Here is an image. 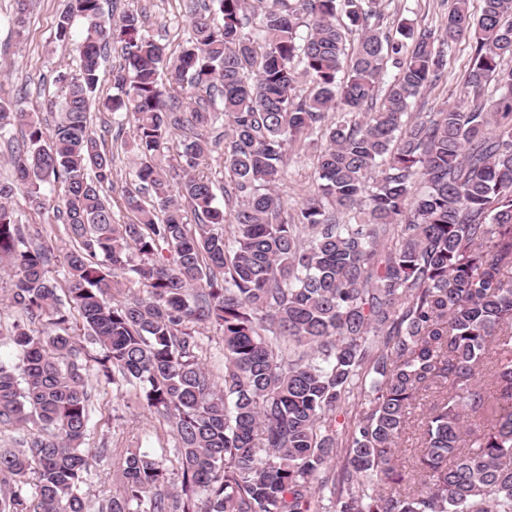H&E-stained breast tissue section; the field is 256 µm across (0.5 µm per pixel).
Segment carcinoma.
I'll return each mask as SVG.
<instances>
[{"mask_svg":"<svg viewBox=\"0 0 512 512\" xmlns=\"http://www.w3.org/2000/svg\"><path fill=\"white\" fill-rule=\"evenodd\" d=\"M481 3L477 15L451 0L441 26L401 23L396 39L379 0H188L192 34L171 57L140 15L69 0L56 40H71L76 15L87 27L51 132L0 100V138L21 131L0 181V266L26 316L11 332L19 368L0 362V423L38 427L0 448V512H91L82 484L107 449L83 447L76 314L103 375L165 415L179 449L178 487L162 460L127 450L98 512H512V0ZM466 34L475 103L412 111ZM115 42L124 64L104 108L132 125L138 182L125 224L90 127ZM185 126L198 133L182 162L158 164ZM306 138L326 141L317 191L291 209L279 186ZM219 150L222 207L199 170ZM19 196L75 242L63 299L54 246L28 240ZM133 282L146 297L104 300ZM201 324L222 333V387L196 355ZM488 411L490 424H468ZM411 428L412 483L397 470Z\"/></svg>","mask_w":512,"mask_h":512,"instance_id":"cac0c4a2","label":"carcinoma"}]
</instances>
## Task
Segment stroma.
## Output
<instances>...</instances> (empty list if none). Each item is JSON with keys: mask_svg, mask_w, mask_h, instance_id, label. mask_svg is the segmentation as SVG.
Returning a JSON list of instances; mask_svg holds the SVG:
<instances>
[{"mask_svg": "<svg viewBox=\"0 0 512 512\" xmlns=\"http://www.w3.org/2000/svg\"><path fill=\"white\" fill-rule=\"evenodd\" d=\"M68 0H33L23 31L13 25L14 0H0V97L38 113L45 127H52L56 119L50 103L62 97V77H73L77 72L75 42L81 39L85 23L74 17V41L63 44L55 38L59 14ZM450 0H382V9L388 31H395L398 21H406L417 28L436 27L443 21ZM104 13L121 16L133 13L145 16L151 35L166 44L168 52H178L180 45L191 32L182 0H102ZM469 62V42L461 40L457 51L448 61V71L417 99L419 112L437 111L444 103H464L462 75ZM109 115L105 111H92L91 127L103 136L106 147L114 156L112 186L107 194L114 204L117 223L130 221L132 214L126 210L123 195L134 190V157L125 146L131 137L130 129L121 134L105 131ZM316 145L294 146L288 154L286 176L280 193L288 207H296L316 188ZM13 207L24 225H46L51 236L57 259L52 269L55 280L64 274L61 258L71 242L61 222L53 214L36 215L23 199H15ZM87 361L88 391L91 395V426L85 445L89 448H106L107 458L94 462L82 486V494L91 508L98 507L111 498L118 486L117 463L130 448H140L166 461L170 482H177L178 448L171 428L165 419L149 411L134 388L106 380L97 359L99 347L90 337L77 335Z\"/></svg>", "mask_w": 512, "mask_h": 512, "instance_id": "35a3bbf8", "label": "stroma"}]
</instances>
